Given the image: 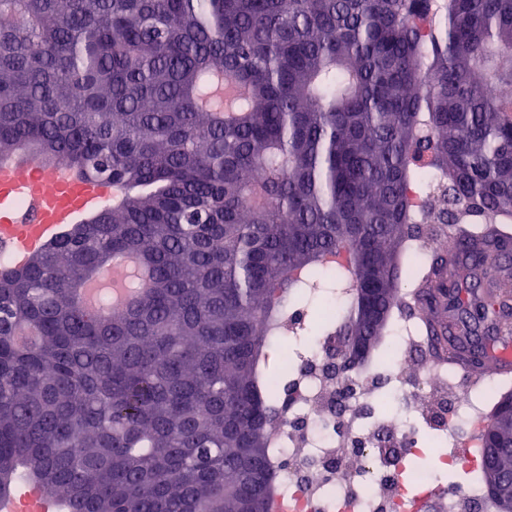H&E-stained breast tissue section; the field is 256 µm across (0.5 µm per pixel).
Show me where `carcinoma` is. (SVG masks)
<instances>
[{
  "mask_svg": "<svg viewBox=\"0 0 512 512\" xmlns=\"http://www.w3.org/2000/svg\"><path fill=\"white\" fill-rule=\"evenodd\" d=\"M1 18L0 164L118 188L0 267L1 496L22 477L68 512H271L276 337L377 358L417 281L468 364L512 335V0H0ZM450 224L449 251L407 260ZM124 256L147 273L132 299L83 306ZM490 437L512 443L500 401ZM509 472L464 464L462 483Z\"/></svg>",
  "mask_w": 512,
  "mask_h": 512,
  "instance_id": "cac0c4a2",
  "label": "carcinoma"
}]
</instances>
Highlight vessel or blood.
I'll use <instances>...</instances> for the list:
<instances>
[{"instance_id": "b4317fda", "label": "vessel or blood", "mask_w": 512, "mask_h": 512, "mask_svg": "<svg viewBox=\"0 0 512 512\" xmlns=\"http://www.w3.org/2000/svg\"><path fill=\"white\" fill-rule=\"evenodd\" d=\"M18 165H0V241L25 254L43 246L57 228L76 223L110 196L111 186L80 179L63 165L38 166L33 178H21ZM27 199L17 210L15 199Z\"/></svg>"}]
</instances>
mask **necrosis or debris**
Returning a JSON list of instances; mask_svg holds the SVG:
<instances>
[{"label": "necrosis or debris", "mask_w": 512, "mask_h": 512, "mask_svg": "<svg viewBox=\"0 0 512 512\" xmlns=\"http://www.w3.org/2000/svg\"><path fill=\"white\" fill-rule=\"evenodd\" d=\"M418 316L402 303L383 370L328 376L318 337L294 358L276 415L272 461L274 512H496L484 488L441 494L437 473L456 467L460 448H476L493 369L473 377L438 361ZM430 464L402 483L398 463Z\"/></svg>", "instance_id": "necrosis-or-debris-1"}]
</instances>
